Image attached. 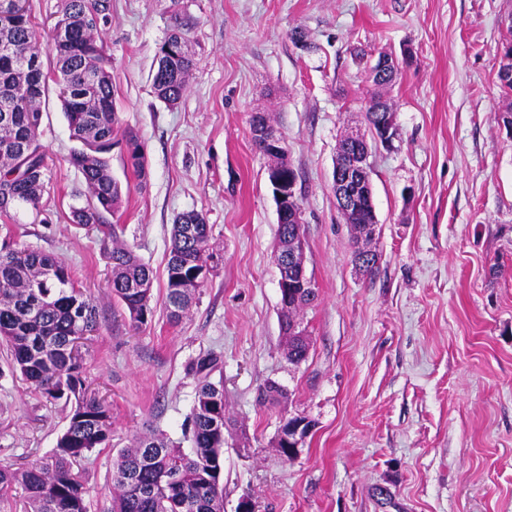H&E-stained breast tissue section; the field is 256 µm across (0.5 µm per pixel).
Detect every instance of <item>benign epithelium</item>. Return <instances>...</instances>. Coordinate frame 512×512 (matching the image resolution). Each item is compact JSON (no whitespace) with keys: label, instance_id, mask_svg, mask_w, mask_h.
<instances>
[{"label":"benign epithelium","instance_id":"7a95c632","mask_svg":"<svg viewBox=\"0 0 512 512\" xmlns=\"http://www.w3.org/2000/svg\"><path fill=\"white\" fill-rule=\"evenodd\" d=\"M400 68L397 57L382 53L373 60L371 73L379 81L388 79ZM253 138L262 143L267 151L273 154L284 152L283 140L276 132L252 124ZM375 137L378 142L389 147L396 138L395 112H382L377 122ZM367 141L366 136L359 131H350L342 139V150L333 173V190L341 212L351 214L358 210L365 198L373 195L372 183L368 173V154L361 151V146ZM269 183L273 187L274 198L277 205L278 223L294 224L303 223L301 212L292 208V203L297 200V178L291 171L282 168L267 172ZM291 288L311 289L313 283L307 276L304 263V243H296L288 249L285 258V266L282 276L279 278L280 299L288 301V293ZM300 429H295V434H289L288 425L283 423L279 430V439L291 454H296L301 439Z\"/></svg>","mask_w":512,"mask_h":512}]
</instances>
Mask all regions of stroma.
I'll use <instances>...</instances> for the list:
<instances>
[{
    "label": "stroma",
    "instance_id": "1",
    "mask_svg": "<svg viewBox=\"0 0 512 512\" xmlns=\"http://www.w3.org/2000/svg\"><path fill=\"white\" fill-rule=\"evenodd\" d=\"M194 19L196 66L169 107L151 87L174 7ZM306 35L305 45L292 39ZM102 38L112 57L120 130L143 147L146 180L112 149L124 191L107 216L157 273L155 313L133 327L113 300L111 239L71 223L86 187L69 158L56 94L43 112L46 190L38 209L0 223V248L56 254L98 310L81 347L87 380L112 405V446L85 465L87 512H110L112 456L150 430L183 442L196 380L221 359L224 512H512V89L499 78L512 44V0H112ZM401 59L388 88L375 55ZM391 99L393 147L368 158L378 219L372 272L356 267L332 188L336 149L365 128L375 94ZM269 113L298 174L305 267L317 298L298 320L308 355L290 364L274 261L278 215L270 160L251 119ZM202 212L215 262L189 313L168 319L163 275L171 225ZM288 392L264 404L267 382ZM313 428L284 458V417ZM67 425L61 406L12 375L0 348V460L47 459Z\"/></svg>",
    "mask_w": 512,
    "mask_h": 512
}]
</instances>
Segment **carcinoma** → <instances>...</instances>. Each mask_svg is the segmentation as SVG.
<instances>
[{
  "label": "carcinoma",
  "mask_w": 512,
  "mask_h": 512,
  "mask_svg": "<svg viewBox=\"0 0 512 512\" xmlns=\"http://www.w3.org/2000/svg\"><path fill=\"white\" fill-rule=\"evenodd\" d=\"M111 0H60L53 30L67 29L66 41L52 35L43 48L29 12L28 0H0V189L18 205L37 208L46 187V153L40 141L43 107L49 87L58 89L70 135L82 149L71 164L88 190L86 204L71 207L79 225H102L104 215L119 211L123 191L112 176L110 154L118 119L112 88V61L103 49L101 26ZM190 29L177 14L168 37L159 46L152 73L154 92L167 106L180 102L188 88L193 59L187 48ZM53 57L43 67L41 56ZM127 166L145 179L141 143L124 133ZM192 226L191 234L185 233ZM117 225L109 228L112 248L108 288L140 325L152 320L153 269L121 242ZM210 227L203 213L176 216L165 267V299L170 319L186 314L196 289L181 279L213 259L207 252ZM310 305L304 295L288 302V324H297ZM98 311L71 268L52 253L10 249L0 254V343L6 346L11 371L49 401L70 407L68 423L49 459L25 467L0 462V499L19 487L23 512H87L88 489L82 463L112 442V409L89 389L78 342L96 331ZM308 337L287 336L288 362L307 357ZM220 359L212 353L191 367L197 384L187 417L192 448L175 445L162 433L139 435L112 461L111 512H224L220 476L224 470V384L215 382Z\"/></svg>",
  "instance_id": "cac0c4a2"
}]
</instances>
